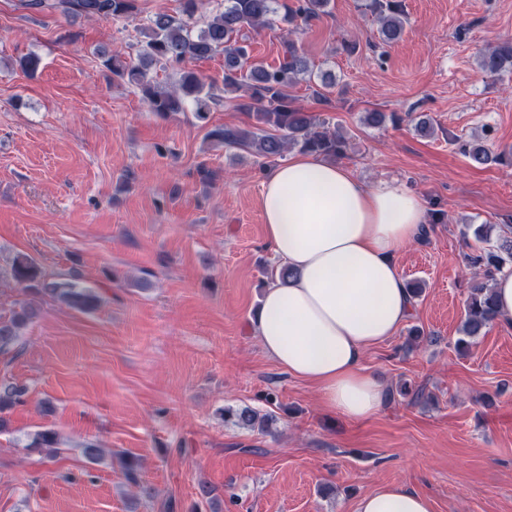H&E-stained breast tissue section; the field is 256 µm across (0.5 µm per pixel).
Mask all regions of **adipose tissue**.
Wrapping results in <instances>:
<instances>
[{"label":"adipose tissue","mask_w":512,"mask_h":512,"mask_svg":"<svg viewBox=\"0 0 512 512\" xmlns=\"http://www.w3.org/2000/svg\"><path fill=\"white\" fill-rule=\"evenodd\" d=\"M260 206L273 255L293 272L266 288L251 332L265 356L311 383L328 413L358 422L387 401L363 365L414 312L397 256L422 234L426 209L403 185H366L352 171L296 154L267 172ZM402 484L361 495L355 512H433Z\"/></svg>","instance_id":"obj_1"}]
</instances>
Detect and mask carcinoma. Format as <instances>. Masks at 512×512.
Returning <instances> with one entry per match:
<instances>
[{
    "label": "carcinoma",
    "instance_id": "obj_1",
    "mask_svg": "<svg viewBox=\"0 0 512 512\" xmlns=\"http://www.w3.org/2000/svg\"><path fill=\"white\" fill-rule=\"evenodd\" d=\"M330 0H224L215 13L196 27L201 0H180L179 13L157 12L141 28L143 39L137 42L136 58L125 59L114 54L102 65L112 74V80L135 87L149 110L166 118L193 107L195 118L208 119L211 106L217 104L212 85L185 64L190 60L209 59L224 55V100L234 103L253 123L246 126H215L207 131L214 144L227 151L244 152L257 158L281 157L290 149L334 160L347 152V140L329 123L311 112L294 105L291 89L301 82L320 81L332 86L334 78L327 72L316 73L306 57L298 52L292 36L310 21L327 13ZM55 7L67 17H86L118 21L138 12L137 0H57ZM366 10L374 14L379 24L381 42L390 46L398 42L405 30L406 14L402 0H367ZM286 27L283 59L277 66L265 67L249 63L248 46L242 36L247 29ZM478 67L488 77L497 79L512 73V39H507L479 52ZM172 68L179 78L170 88L159 86L151 73L156 69ZM398 117L379 110L363 113L364 125L382 128ZM458 151L475 167L500 160L492 155L480 138L457 142ZM512 261V237L502 239L498 250L479 252L468 257L470 266L484 273V279L471 286L465 318L457 340L460 351L469 340L493 322L494 299L490 281L494 272ZM14 282L37 296H50L79 312H91L101 303L99 294L71 275L53 279L46 275L31 257L17 256L10 269ZM35 315L28 305L10 319L0 321V350L17 342L22 329ZM22 390L12 384L0 385V432L8 427L3 413L17 403ZM224 422L240 428L265 431L273 422L269 414L250 408L227 407ZM56 434L50 430L37 433L28 448L46 458L54 457Z\"/></svg>",
    "mask_w": 512,
    "mask_h": 512
}]
</instances>
